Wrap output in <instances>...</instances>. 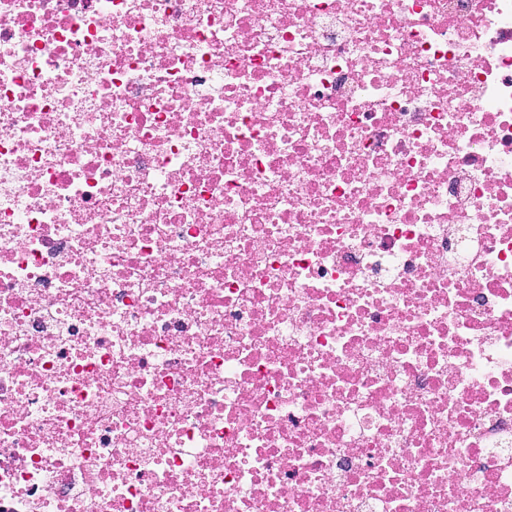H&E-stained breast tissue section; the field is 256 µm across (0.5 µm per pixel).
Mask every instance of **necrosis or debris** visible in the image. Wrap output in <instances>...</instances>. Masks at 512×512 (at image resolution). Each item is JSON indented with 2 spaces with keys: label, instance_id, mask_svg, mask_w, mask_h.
Returning <instances> with one entry per match:
<instances>
[{
  "label": "necrosis or debris",
  "instance_id": "obj_1",
  "mask_svg": "<svg viewBox=\"0 0 512 512\" xmlns=\"http://www.w3.org/2000/svg\"><path fill=\"white\" fill-rule=\"evenodd\" d=\"M0 512H512V0H0Z\"/></svg>",
  "mask_w": 512,
  "mask_h": 512
}]
</instances>
